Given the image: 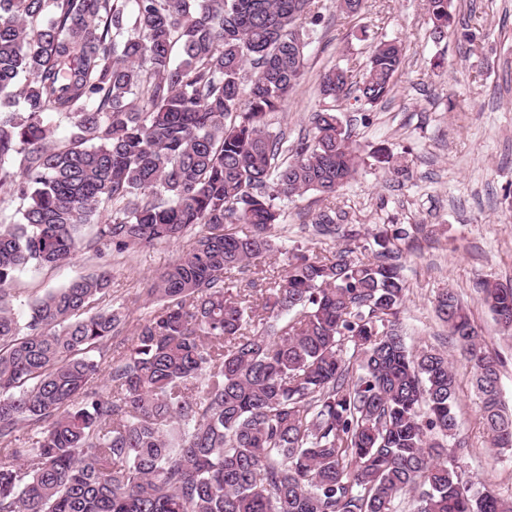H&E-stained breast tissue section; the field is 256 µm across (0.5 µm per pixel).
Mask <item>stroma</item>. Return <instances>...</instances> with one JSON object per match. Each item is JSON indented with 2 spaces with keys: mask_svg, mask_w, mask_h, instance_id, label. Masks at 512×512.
Masks as SVG:
<instances>
[{
  "mask_svg": "<svg viewBox=\"0 0 512 512\" xmlns=\"http://www.w3.org/2000/svg\"><path fill=\"white\" fill-rule=\"evenodd\" d=\"M322 19L309 33L306 73L269 129L296 142L307 136L318 106L319 74L349 56L364 57L372 42L396 39L406 46L392 95L367 108L348 99L336 109L366 164L335 201L314 193L287 200L277 233L288 248L336 250L338 237L315 234L312 220L328 206L366 230L382 224H421L401 260L408 292L400 315L414 349L452 351L434 300L453 289L505 365L502 397L512 407V334L494 321L475 291L482 279L512 283V0H453L460 24L475 27L481 47L434 34L426 0H367L363 14L346 17L324 0ZM405 157L413 177L388 181L376 152ZM189 231L174 243L138 253L96 257L84 251L67 265L29 269L18 277L17 315L28 300L68 281L107 268L112 299L133 314L145 311V291L155 272L186 254L197 239ZM457 417L464 448L457 461L465 479L512 496V453L490 448L471 373L456 361Z\"/></svg>",
  "mask_w": 512,
  "mask_h": 512,
  "instance_id": "35a3bbf8",
  "label": "stroma"
}]
</instances>
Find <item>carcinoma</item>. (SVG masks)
Masks as SVG:
<instances>
[{
    "label": "carcinoma",
    "instance_id": "carcinoma-1",
    "mask_svg": "<svg viewBox=\"0 0 512 512\" xmlns=\"http://www.w3.org/2000/svg\"><path fill=\"white\" fill-rule=\"evenodd\" d=\"M434 32L452 0H426ZM321 0H0V512H512L434 438L458 431L454 363L398 327L401 244L300 249L282 275L234 287L281 249L285 198L326 199L365 164L336 103L394 89L400 42L325 70L309 136L267 127L305 68ZM68 138L55 139L58 127ZM320 235L361 230L330 208ZM202 232L131 319L105 269L11 307L17 273L82 249L137 251ZM479 293L512 330V283ZM472 370L489 444L512 451L502 358L457 294L435 301ZM133 324L131 343L119 339ZM112 346L109 391L91 355ZM350 357H344L346 346Z\"/></svg>",
    "mask_w": 512,
    "mask_h": 512
}]
</instances>
